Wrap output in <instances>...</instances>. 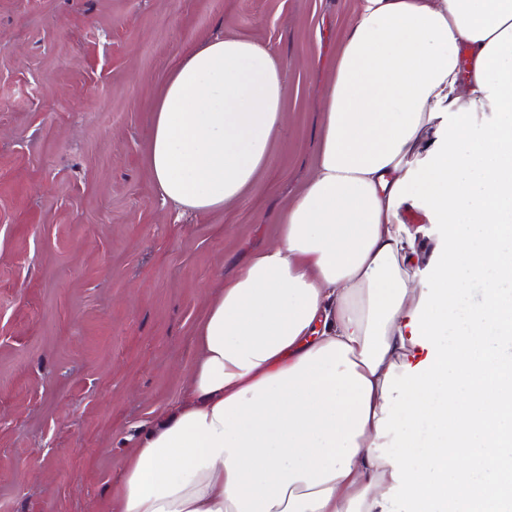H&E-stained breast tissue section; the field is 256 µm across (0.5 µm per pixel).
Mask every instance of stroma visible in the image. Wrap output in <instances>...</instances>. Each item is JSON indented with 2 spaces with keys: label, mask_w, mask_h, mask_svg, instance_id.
<instances>
[{
  "label": "stroma",
  "mask_w": 512,
  "mask_h": 512,
  "mask_svg": "<svg viewBox=\"0 0 512 512\" xmlns=\"http://www.w3.org/2000/svg\"><path fill=\"white\" fill-rule=\"evenodd\" d=\"M355 0H0V512H108L137 432L180 400L194 327L274 241L316 163ZM221 34L286 69L283 123L241 198L163 201L162 82Z\"/></svg>",
  "instance_id": "35a3bbf8"
}]
</instances>
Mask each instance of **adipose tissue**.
<instances>
[{
  "label": "adipose tissue",
  "mask_w": 512,
  "mask_h": 512,
  "mask_svg": "<svg viewBox=\"0 0 512 512\" xmlns=\"http://www.w3.org/2000/svg\"><path fill=\"white\" fill-rule=\"evenodd\" d=\"M287 91L267 47L194 45L153 114L162 198L238 199ZM276 221L139 430L119 512H512V0H356Z\"/></svg>",
  "instance_id": "1"
}]
</instances>
